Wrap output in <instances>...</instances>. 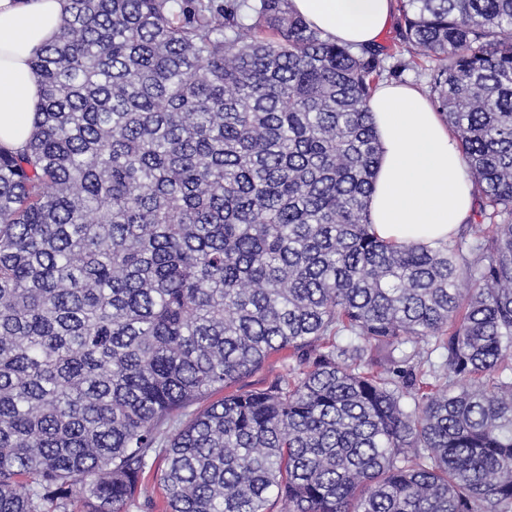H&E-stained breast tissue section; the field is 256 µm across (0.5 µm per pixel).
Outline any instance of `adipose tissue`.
Segmentation results:
<instances>
[{"label": "adipose tissue", "mask_w": 512, "mask_h": 512, "mask_svg": "<svg viewBox=\"0 0 512 512\" xmlns=\"http://www.w3.org/2000/svg\"><path fill=\"white\" fill-rule=\"evenodd\" d=\"M314 28L353 47L376 43L392 0H291ZM65 0H0V146L22 147L41 107L40 77L30 61L60 32ZM369 107L380 163L368 198L375 234L392 245L448 241L467 221L473 186L453 132L426 94L381 84Z\"/></svg>", "instance_id": "1"}]
</instances>
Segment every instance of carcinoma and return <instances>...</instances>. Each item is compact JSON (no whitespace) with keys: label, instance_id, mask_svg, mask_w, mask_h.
Wrapping results in <instances>:
<instances>
[{"label":"carcinoma","instance_id":"carcinoma-1","mask_svg":"<svg viewBox=\"0 0 512 512\" xmlns=\"http://www.w3.org/2000/svg\"><path fill=\"white\" fill-rule=\"evenodd\" d=\"M397 8L479 202L434 248L370 231L388 47L68 0L0 148V512H512V0ZM280 356H275L269 360L266 366L252 377L245 381L246 385L252 387L267 386L271 382L275 381L278 375L282 372V361Z\"/></svg>","mask_w":512,"mask_h":512}]
</instances>
